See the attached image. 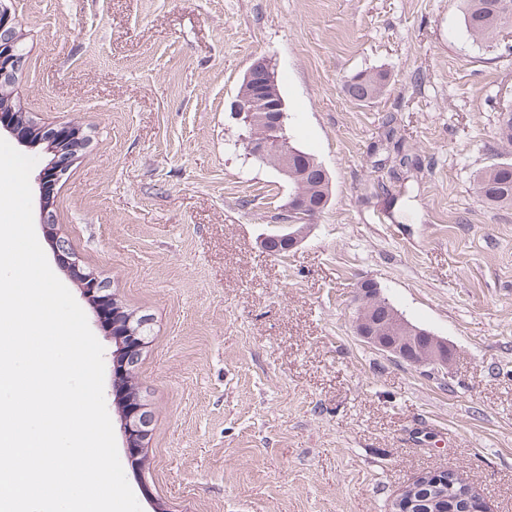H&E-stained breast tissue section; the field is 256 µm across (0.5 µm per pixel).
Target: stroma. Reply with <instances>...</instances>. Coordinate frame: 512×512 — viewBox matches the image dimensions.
<instances>
[{
  "label": "stroma",
  "instance_id": "obj_1",
  "mask_svg": "<svg viewBox=\"0 0 512 512\" xmlns=\"http://www.w3.org/2000/svg\"><path fill=\"white\" fill-rule=\"evenodd\" d=\"M12 97L85 147L53 219L121 303L149 314L137 380L154 421L142 512H388L429 469L512 512V209L476 172L512 107V28L462 0H11ZM271 58L294 146L332 195L298 250L262 244L291 191L246 154L231 102ZM382 71L376 99L344 90ZM411 163L395 168L397 154ZM371 282L447 338V378L355 332ZM463 21L468 35L474 41H488L499 28L511 26L512 0H464ZM509 14L502 20L503 14ZM503 22V24H502Z\"/></svg>",
  "mask_w": 512,
  "mask_h": 512
}]
</instances>
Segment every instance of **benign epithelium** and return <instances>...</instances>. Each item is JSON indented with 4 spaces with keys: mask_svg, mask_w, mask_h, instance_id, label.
<instances>
[{
    "mask_svg": "<svg viewBox=\"0 0 512 512\" xmlns=\"http://www.w3.org/2000/svg\"><path fill=\"white\" fill-rule=\"evenodd\" d=\"M26 60L16 16L4 0H0L1 88L15 83ZM241 87V93L232 102V112L238 124L246 130L243 141L247 153L264 162L274 159L280 175L293 186L285 212L298 217L303 226L281 224L277 231L263 238L264 246L269 251L288 252L302 243L318 210L326 206L329 197H323L316 209L308 202L305 173L294 162L298 151L290 142L285 103L271 61L265 56L256 58L245 72ZM0 129L25 147L34 148L43 144L45 150L56 156L61 155L62 147L66 146L67 160L75 157L85 139L83 129L75 124L30 128L19 121L10 96L0 100ZM66 169V164L57 159L41 168L35 176L42 229L52 240L56 264L80 289L97 325L114 340L116 350L113 363L121 367L117 375L121 379L134 373L139 363L146 340L141 333L144 323L132 315L122 314L119 304L112 301L109 287L79 263L68 242L58 235L56 226L51 224L50 209L55 190ZM359 301L355 329L366 343L410 365L429 367L441 373L448 371L454 359V350L447 339L415 330L398 314L386 318L378 316L375 309L384 304V298L373 284L360 285ZM116 404L128 461L138 466L142 446L152 427L151 411L130 399L118 400ZM390 512H488V506L471 481L452 471L430 470L423 472L392 499Z\"/></svg>",
    "mask_w": 512,
    "mask_h": 512,
    "instance_id": "1",
    "label": "benign epithelium"
}]
</instances>
